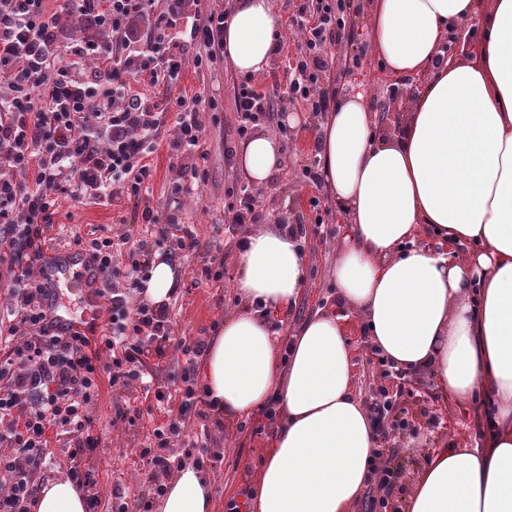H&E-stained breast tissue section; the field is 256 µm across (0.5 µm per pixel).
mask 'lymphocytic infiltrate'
<instances>
[{"mask_svg": "<svg viewBox=\"0 0 512 512\" xmlns=\"http://www.w3.org/2000/svg\"><path fill=\"white\" fill-rule=\"evenodd\" d=\"M96 19L112 30L107 52L112 61L104 82L82 80L71 64L57 60L52 49L56 18L44 9V0H0V264L13 307L14 323L0 335V512H30L35 477L49 453L47 434H69L73 449L72 481L90 482L84 467L86 452L99 447L90 409L101 380L113 392L140 389L149 393L146 408L166 413L165 424L153 428L149 444L139 449L141 493L134 504L117 512H150L155 497L166 487L164 475L172 469V449L186 440L185 423L207 419V404L198 388L196 364L208 344L200 337L174 340L165 311L134 303L142 275L148 269L144 246H132L126 236L114 239H75L102 282L111 283L106 297L108 327L104 334L61 336L46 325L47 291L41 279L46 255V233L53 224L60 196L76 200L102 199L108 194L141 197L152 170L147 158L163 124L157 105L128 92L131 74H149L151 80L173 79L181 69L178 44L196 46L194 65L209 70L224 59V24L228 10H212L194 19L170 39L166 13H154L155 0H81ZM351 0H316L312 17L296 14L292 22L301 33L296 57L284 90L289 100L301 101L309 112H328L331 98L321 89L320 73L328 64L331 47L346 40L344 14ZM153 16L151 37L139 56H132L128 23L137 14ZM176 125L169 142L171 154L184 157L202 146L204 125L200 112L219 111L216 100L178 96ZM238 137H245L260 117L277 110L272 95L253 79L239 84L235 96ZM141 221L156 226L157 240L178 253L199 247L191 229L175 217H161L144 207ZM182 353L181 402L171 408V395L151 386L144 372L146 357L165 358ZM368 408L376 416L379 446L370 473L375 492L370 512H399L394 492L404 479L397 465L396 443L414 416L401 408L400 396L379 388ZM209 428L189 441L201 450Z\"/></svg>", "mask_w": 512, "mask_h": 512, "instance_id": "f902f5d3", "label": "lymphocytic infiltrate"}]
</instances>
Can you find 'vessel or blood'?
<instances>
[{
    "instance_id": "1",
    "label": "vessel or blood",
    "mask_w": 512,
    "mask_h": 512,
    "mask_svg": "<svg viewBox=\"0 0 512 512\" xmlns=\"http://www.w3.org/2000/svg\"><path fill=\"white\" fill-rule=\"evenodd\" d=\"M42 281L51 293L47 316L53 332L69 336L86 329L89 324L101 323L102 306L96 292L100 274L85 254L75 250L48 253L42 265ZM70 282L77 284L80 292L84 312L79 316L65 310L60 301V288Z\"/></svg>"
}]
</instances>
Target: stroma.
Instances as JSON below:
<instances>
[{
	"label": "stroma",
	"instance_id": "obj_1",
	"mask_svg": "<svg viewBox=\"0 0 512 512\" xmlns=\"http://www.w3.org/2000/svg\"><path fill=\"white\" fill-rule=\"evenodd\" d=\"M304 0H273L281 20L279 38L281 50L275 54L269 69L260 77L266 88L285 85L288 67L298 52L300 39L290 19ZM195 47L182 51L184 63L177 77L169 84H150L134 76L129 80L132 93L144 99L164 103L165 124L155 149L148 161L153 171L150 203L160 215H176L179 222L195 232L202 243L198 253L173 256L178 268L177 291L165 304L172 321L174 335L189 339H212L218 328L236 308L235 264L224 261L226 250L235 249L236 243L224 224L225 191L232 186H243L247 178L238 162H226L225 147L241 151L243 142L236 135L238 116L234 107V91L241 82V74L228 64H220L213 70H198L193 64ZM396 79L385 73L373 55H365L359 66L342 67L331 64L323 73L322 87L329 94L341 97L357 88H365L371 98V110L381 124H389L394 117L390 103V90ZM216 98L221 110L218 115L202 113L205 134L200 155L193 161L207 173L205 184L194 196L182 198L172 193L175 173L173 156L168 141L175 125L177 107L174 97L181 94ZM277 119H264L256 126L259 134L279 137L286 157L283 167L276 170L268 183L261 187L263 221L267 224L301 225L306 230L305 258L306 281L304 290L291 312L284 318L280 338H287L289 328L318 312H341L336 296V286L330 276V268L336 253V244L348 230V224L337 211L336 205L323 181L319 178L320 160L316 149L319 141L320 119L312 117L301 104L286 100L279 103ZM291 120L287 138H280L278 121ZM315 171V178H306L304 169ZM320 200V208H313L312 200ZM144 205L126 195L109 197L99 202L79 203L66 198L59 199L53 216L54 227L50 233V250L67 247L74 236L86 239L124 234L132 242H144L152 254H164V246L158 245L151 225L140 223L138 215ZM223 270L220 280H205L200 271L204 267ZM348 339L352 350L355 375V392L362 402H369L373 393L384 385L382 372L371 361V352L357 324H350ZM414 395L409 400L418 413L416 431L406 433L401 439V456L404 462V489H411L413 480L426 458L449 441L462 438L473 431L471 416L464 414L455 404L439 407L436 398L440 391L433 377L427 372L408 374ZM116 400L109 384H102L99 397L91 409L95 427L101 437L100 447L86 455L85 464L92 475V483L84 494L96 497L94 512H113L119 502H134L141 492L135 477L139 470L136 448L146 444L148 429L162 423V414H154L144 424H112L113 404ZM438 413L437 422H429L430 413ZM223 430L213 431L208 444L209 455L215 456V466L205 472L213 478L215 504L223 506L247 485H255L263 457L270 448L273 437L265 432L258 435L249 431L238 432L236 421L224 418Z\"/></svg>",
	"mask_w": 512,
	"mask_h": 512
}]
</instances>
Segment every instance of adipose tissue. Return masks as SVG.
<instances>
[{
  "label": "adipose tissue",
  "mask_w": 512,
  "mask_h": 512,
  "mask_svg": "<svg viewBox=\"0 0 512 512\" xmlns=\"http://www.w3.org/2000/svg\"><path fill=\"white\" fill-rule=\"evenodd\" d=\"M474 17L475 57L437 63L449 32ZM370 25L387 73L428 79L394 131L377 130L361 92L339 99L320 126L322 178L351 228L332 263L348 313L299 324L280 363L262 313L295 305L305 258L288 229L253 230L234 258L239 307L210 344L203 385L228 416L280 399L254 512H354L375 448L352 389L346 325L356 315L395 369L429 370L477 418L465 445L426 460L405 512H512V0H374ZM278 29L271 0H239L226 61L263 74ZM239 162L260 187L284 158L260 134ZM424 230L440 248L419 243ZM34 512H86L85 496L61 477L43 486ZM157 512H214L209 477L182 467Z\"/></svg>",
  "instance_id": "adipose-tissue-1"
}]
</instances>
